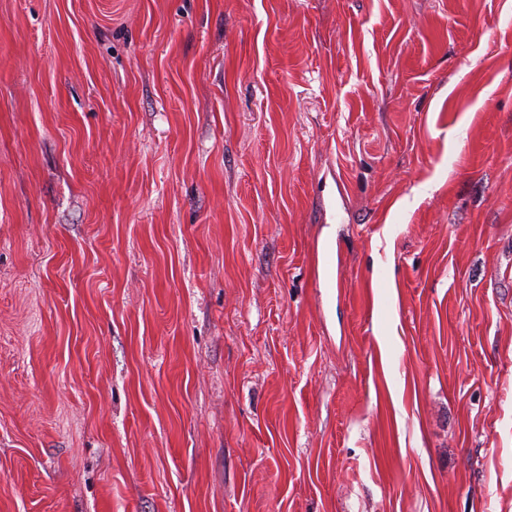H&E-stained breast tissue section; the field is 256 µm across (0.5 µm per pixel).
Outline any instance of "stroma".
Segmentation results:
<instances>
[{
	"instance_id": "35a3bbf8",
	"label": "stroma",
	"mask_w": 512,
	"mask_h": 512,
	"mask_svg": "<svg viewBox=\"0 0 512 512\" xmlns=\"http://www.w3.org/2000/svg\"><path fill=\"white\" fill-rule=\"evenodd\" d=\"M0 512H512V0H0Z\"/></svg>"
}]
</instances>
